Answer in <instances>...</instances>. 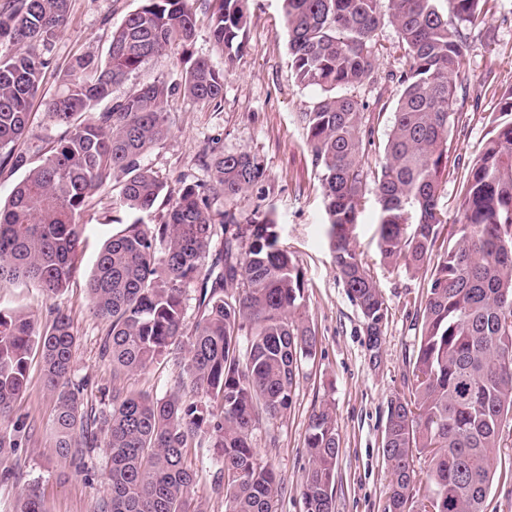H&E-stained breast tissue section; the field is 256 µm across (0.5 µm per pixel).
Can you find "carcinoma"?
Segmentation results:
<instances>
[{"label":"carcinoma","instance_id":"1","mask_svg":"<svg viewBox=\"0 0 512 512\" xmlns=\"http://www.w3.org/2000/svg\"><path fill=\"white\" fill-rule=\"evenodd\" d=\"M283 0V34L297 84L322 97L297 119L321 186L336 271L379 342L387 306L348 234L360 199L377 197L379 250L426 281L408 395L387 407L382 454L390 471L387 512H483L497 469L503 428L512 421V88L490 113L491 136L464 179L457 229L443 235L437 213L457 108L474 37L488 36L486 0ZM69 0H0V167L26 169L0 205V288L34 281L48 297L69 288L90 201L110 196L130 225L100 249L87 282L94 317L108 323L102 355L112 373L144 372L160 360L179 369L161 398L112 389L110 410L84 397L72 377L76 337L57 311L44 329L34 316L0 308V480L15 478L11 458L30 434L14 404L27 389L29 361L41 353L56 395L54 449L77 472L99 447L109 492L100 512H190L192 448L219 449L214 487L226 512H276L279 481L256 462L251 434L288 418L303 365L318 340L302 311L306 280L281 245L271 214L219 211L262 182L265 168L246 152H214L209 180L174 191L141 163L166 138L167 99L202 105L224 96V72L194 61L180 84L131 88L112 97L151 57L192 41L191 0H141L112 31L105 52H81L59 71L44 102L59 138L35 165L19 148ZM249 0H215L212 36L227 59L245 47ZM393 26L404 49L400 87L383 160L365 165L366 104L353 95L378 81V29ZM111 105L102 112L93 108ZM164 212L145 224L158 208ZM413 224L406 230L407 224ZM200 283L198 312L186 331L187 288ZM304 512H334L340 438L323 403L304 438ZM427 458L420 478L419 455ZM16 512H45L32 491Z\"/></svg>","mask_w":512,"mask_h":512}]
</instances>
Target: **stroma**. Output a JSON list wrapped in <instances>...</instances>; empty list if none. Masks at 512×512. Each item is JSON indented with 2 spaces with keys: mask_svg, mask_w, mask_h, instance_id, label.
I'll return each mask as SVG.
<instances>
[{
  "mask_svg": "<svg viewBox=\"0 0 512 512\" xmlns=\"http://www.w3.org/2000/svg\"><path fill=\"white\" fill-rule=\"evenodd\" d=\"M141 0H70L65 27L55 42L54 60L64 64L72 54L105 49L113 29ZM197 29L187 49L149 59L115 85L113 96L153 82H180L187 60H207L224 73L220 105L203 106L183 96L169 108L170 135L146 154L142 162L158 172L171 188L208 180L209 151L255 154L267 178L238 199V213L274 215L282 245L296 258L307 283L306 313L319 344L314 363L304 367L286 422L254 431L252 442L260 464L272 465L281 482L278 512H304L301 486L308 457L304 437L315 405L331 404L336 416L340 451L335 470V512H385L389 474L382 455L387 403L407 394L417 349L416 313L426 284L404 266L383 262L378 248L379 205L366 192L351 239L376 281L387 305V321L378 349H371L363 319L336 274L325 224L321 173L312 163L306 136L297 115L320 98L316 88L297 86L290 68L280 0H250L246 47L227 61L212 37L209 0H195ZM488 37L476 40L457 106L467 122L455 132L450 149L448 180L437 208L448 229L460 219L463 167L481 151L488 127L484 114L494 111L501 92L512 86V0H487ZM371 115L372 146L365 152L368 166H378L391 125L398 88L382 81L359 89ZM83 220V250L70 287L60 296L46 297L35 284L0 288V307L35 314L49 322L53 310L67 313L76 334L75 379L84 380L92 395L112 386V368L100 357L106 324L89 309L86 288L94 260L103 243L118 232L103 221V209L91 202ZM55 398L43 379L41 359L32 355L28 389L17 401L15 415L33 422L35 430L15 457L17 476L0 482V512H15L19 499L38 490L46 512H99L107 495L106 455L94 454L91 474L75 472L52 448L50 424ZM484 502V512H512V425ZM217 449L197 448L192 463L197 473L195 497L204 512H224V500L213 489Z\"/></svg>",
  "mask_w": 512,
  "mask_h": 512,
  "instance_id": "1",
  "label": "stroma"
}]
</instances>
